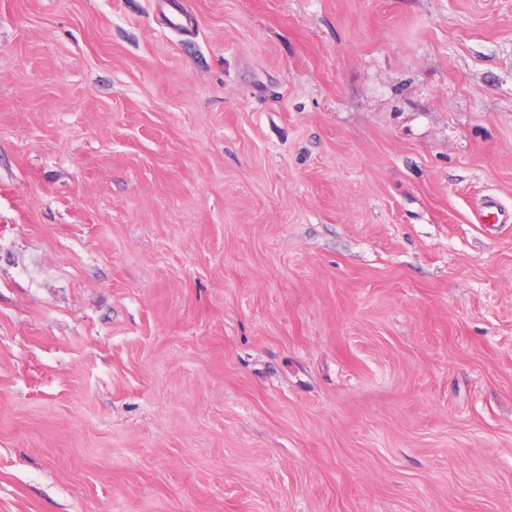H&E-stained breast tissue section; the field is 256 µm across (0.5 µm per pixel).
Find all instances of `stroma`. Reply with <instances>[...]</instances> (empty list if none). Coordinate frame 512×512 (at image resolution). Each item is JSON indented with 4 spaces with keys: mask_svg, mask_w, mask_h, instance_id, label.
<instances>
[{
    "mask_svg": "<svg viewBox=\"0 0 512 512\" xmlns=\"http://www.w3.org/2000/svg\"><path fill=\"white\" fill-rule=\"evenodd\" d=\"M487 195L512 0H0V512H512Z\"/></svg>",
    "mask_w": 512,
    "mask_h": 512,
    "instance_id": "stroma-1",
    "label": "stroma"
}]
</instances>
